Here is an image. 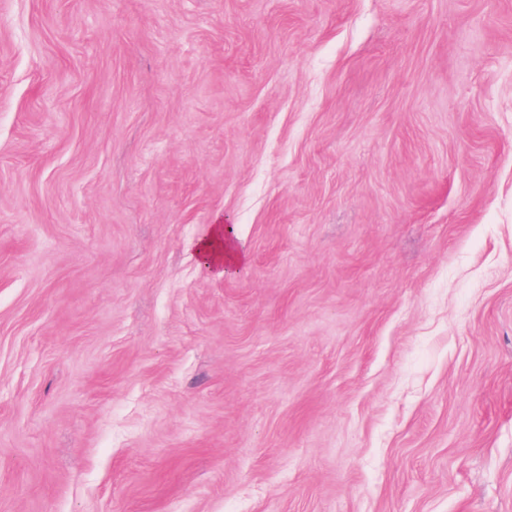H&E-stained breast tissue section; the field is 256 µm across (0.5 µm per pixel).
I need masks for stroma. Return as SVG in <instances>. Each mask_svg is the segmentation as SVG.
Listing matches in <instances>:
<instances>
[{
  "mask_svg": "<svg viewBox=\"0 0 512 512\" xmlns=\"http://www.w3.org/2000/svg\"><path fill=\"white\" fill-rule=\"evenodd\" d=\"M0 512H512V0H0ZM192 248L198 260L218 275H224L242 259L234 233L231 235V228L224 224H213L208 235Z\"/></svg>",
  "mask_w": 512,
  "mask_h": 512,
  "instance_id": "35a3bbf8",
  "label": "stroma"
}]
</instances>
